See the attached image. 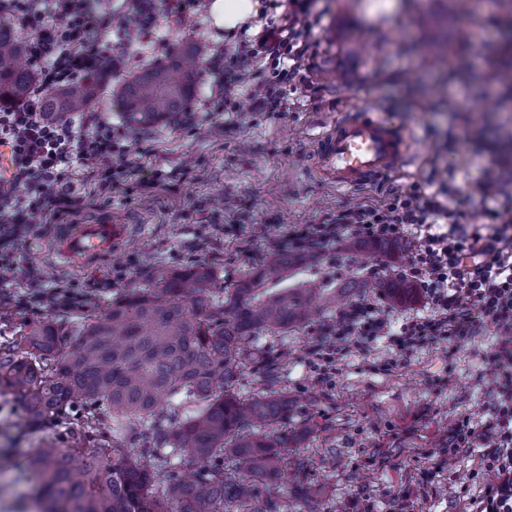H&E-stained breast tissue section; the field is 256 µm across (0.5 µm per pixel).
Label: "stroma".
<instances>
[{
	"label": "stroma",
	"instance_id": "1",
	"mask_svg": "<svg viewBox=\"0 0 512 512\" xmlns=\"http://www.w3.org/2000/svg\"><path fill=\"white\" fill-rule=\"evenodd\" d=\"M305 79L287 87L285 112L214 113L197 122L127 129L135 167L117 191L95 188L90 178L73 182L83 205L61 221L104 219L127 227L112 257L96 267L59 263L51 253L54 227L37 218V230L16 248L14 293L33 288L80 286L112 279V287L91 293L80 306L24 309L0 303V334L23 321L46 317L63 324L103 312L113 298L136 287L157 267L175 271L197 266L213 272V287H233L270 253L271 239L292 224H326L336 211L380 209L395 194L428 181L446 184L448 201L484 219L480 184L496 183L512 194V84L502 81L512 59L505 15L475 9L448 18V0H316ZM148 55L122 56V35L102 31L99 51L119 57L117 75L107 76L94 104L114 127L123 121L114 94L124 78L146 63L165 60L193 44L201 60L230 42L218 28L209 0L187 9ZM445 33L444 47L461 64L448 68L443 54L424 44ZM351 108L383 112L411 134L413 161L395 176L354 193H339L313 179L307 169L316 123H330ZM407 240L396 254L342 248L336 257L315 256L294 266L286 288L316 282L340 288L366 279L369 269L392 271L414 254ZM353 299L376 303L393 328L429 313L423 293L412 302L391 301L360 287ZM321 322L285 335L261 333L256 349L278 360L275 384L285 390L294 423L291 450L307 457L306 480L318 512H471L491 477L480 467L481 439L496 402L490 357L496 339L477 329L471 336L429 343L396 356L378 339L350 348L336 363L330 384L317 382L314 351ZM469 418L477 438L449 453L459 420ZM40 435L23 428L13 396L0 392V512H28V485L19 468Z\"/></svg>",
	"mask_w": 512,
	"mask_h": 512
}]
</instances>
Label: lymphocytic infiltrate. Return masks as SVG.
<instances>
[{"label":"lymphocytic infiltrate","mask_w":512,"mask_h":512,"mask_svg":"<svg viewBox=\"0 0 512 512\" xmlns=\"http://www.w3.org/2000/svg\"><path fill=\"white\" fill-rule=\"evenodd\" d=\"M135 11L119 26L126 48L144 54L154 46L162 19L178 20L200 0H132ZM281 13L264 21L257 34L214 50L203 71L212 93L201 106L205 112H233L248 96L258 112H284L286 84L305 68L311 35L313 0H272ZM64 25H56L55 17ZM0 19L28 28L29 62L37 82L28 97L0 109V146L12 162L10 191L0 193V291L10 287L15 271L14 246L34 233L32 215L59 218L77 212L81 200L69 179L95 167L98 186L119 188L131 165L123 130L100 114L81 112L66 120L49 118L41 100L44 92L61 88L100 71L105 54L95 47L98 34L110 25L92 0H0ZM285 59V66L263 79L248 69V60ZM488 221L471 224L464 212L451 208L444 188L403 191L381 209L349 207L337 211L329 224H296L278 238L276 249L319 255L344 239L391 243L414 239L415 256L401 278L428 297L430 314L404 323L389 334L388 319L373 302L360 299L325 327L316 353L320 379L350 345L389 335L397 355L430 342L462 338L478 327L493 330L497 346L491 365L498 389L497 403L487 423L491 446L484 454L485 471L494 479L480 500V512H512V199L488 211Z\"/></svg>","instance_id":"obj_1"}]
</instances>
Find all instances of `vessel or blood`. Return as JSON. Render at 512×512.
Here are the masks:
<instances>
[{
  "mask_svg": "<svg viewBox=\"0 0 512 512\" xmlns=\"http://www.w3.org/2000/svg\"><path fill=\"white\" fill-rule=\"evenodd\" d=\"M413 155L408 135L376 110L345 113L315 139L312 169L342 191L371 186L398 172ZM120 224L97 222L68 225L55 249L61 259L92 263L110 256L123 241Z\"/></svg>",
  "mask_w": 512,
  "mask_h": 512,
  "instance_id": "vessel-or-blood-1",
  "label": "vessel or blood"
}]
</instances>
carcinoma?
I'll use <instances>...</instances> for the list:
<instances>
[{
    "label": "carcinoma",
    "mask_w": 512,
    "mask_h": 512,
    "mask_svg": "<svg viewBox=\"0 0 512 512\" xmlns=\"http://www.w3.org/2000/svg\"><path fill=\"white\" fill-rule=\"evenodd\" d=\"M25 57V39L0 21V107L28 96ZM200 68L191 44L142 68L117 94L125 124L180 122ZM101 92L96 75L48 90L44 112L68 119ZM309 260L277 252L222 298L205 266L158 270L95 317L14 326L0 342V389L27 427L56 431L25 462L39 512H292L284 488L308 461L289 452L288 395L264 388L245 401L236 384L257 334H286L336 302L314 285L266 288ZM365 287L398 303L415 293L393 277Z\"/></svg>",
    "instance_id": "carcinoma-1"
}]
</instances>
